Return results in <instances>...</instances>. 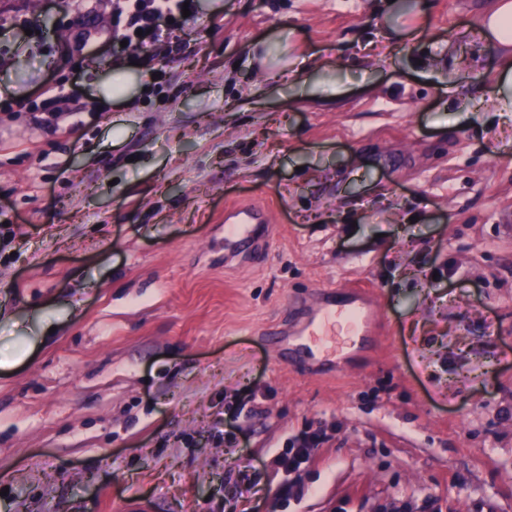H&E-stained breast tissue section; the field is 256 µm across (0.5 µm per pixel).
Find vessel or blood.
Listing matches in <instances>:
<instances>
[{
    "label": "vessel or blood",
    "mask_w": 512,
    "mask_h": 512,
    "mask_svg": "<svg viewBox=\"0 0 512 512\" xmlns=\"http://www.w3.org/2000/svg\"><path fill=\"white\" fill-rule=\"evenodd\" d=\"M266 208L237 205L225 208L224 222L229 236L249 240L257 235L259 226L270 223ZM330 302L320 304L311 318L297 327V339L311 343L319 355H341L349 339L370 335L376 322L377 288L367 286L363 291L332 287Z\"/></svg>",
    "instance_id": "b4317fda"
}]
</instances>
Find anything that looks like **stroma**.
I'll return each instance as SVG.
<instances>
[{"label": "stroma", "instance_id": "1", "mask_svg": "<svg viewBox=\"0 0 512 512\" xmlns=\"http://www.w3.org/2000/svg\"><path fill=\"white\" fill-rule=\"evenodd\" d=\"M414 2L199 0L153 87L110 0H0V512H512L505 63L491 0ZM352 283L376 339L279 352ZM477 49L473 60L481 55L483 47L499 45L509 49L512 44V1L497 0L493 10L482 17L478 25ZM270 212L263 207L237 205L224 208V224L228 235L242 240H250L257 235L258 227L270 224ZM323 442L318 433L303 434L297 439L296 446L288 448V456L284 454L274 460L275 466L288 475L296 472L303 464L309 462L313 451Z\"/></svg>", "mask_w": 512, "mask_h": 512}]
</instances>
